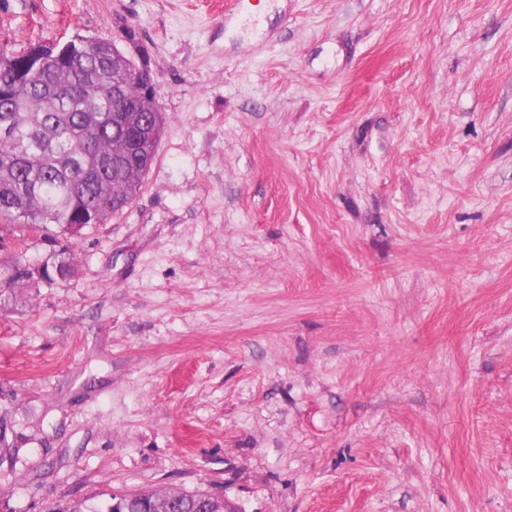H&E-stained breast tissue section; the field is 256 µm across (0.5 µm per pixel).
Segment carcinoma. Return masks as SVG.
Returning a JSON list of instances; mask_svg holds the SVG:
<instances>
[{
    "mask_svg": "<svg viewBox=\"0 0 512 512\" xmlns=\"http://www.w3.org/2000/svg\"><path fill=\"white\" fill-rule=\"evenodd\" d=\"M76 59L52 60L34 70L21 54L0 50V121L10 122L0 135V217L36 231L56 224L66 236L63 262H45L40 281L51 283L74 268L71 255L76 223L103 224L130 204L156 157L153 142L139 170L128 173L116 162L114 146L123 102L114 90H127L131 77L104 64L95 40L73 41ZM25 239L18 240L11 261L0 263V292L30 282L13 271L25 264ZM19 448L9 436L0 437V466L13 463ZM200 491L140 490L130 507L109 506L107 512H224V502L207 500Z\"/></svg>",
    "mask_w": 512,
    "mask_h": 512,
    "instance_id": "obj_1",
    "label": "carcinoma"
}]
</instances>
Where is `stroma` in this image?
Returning <instances> with one entry per match:
<instances>
[{
	"mask_svg": "<svg viewBox=\"0 0 512 512\" xmlns=\"http://www.w3.org/2000/svg\"><path fill=\"white\" fill-rule=\"evenodd\" d=\"M0 0L166 117L74 273L0 294V502L512 512V0ZM135 500L133 505L126 507L121 502L112 506L115 502L108 507L106 512H118L123 509L125 512H170L175 511L170 504L173 500H178L180 507L177 509L180 512H239L232 511L226 508L228 502L224 493L215 492L210 493V500L201 502L203 499L209 497V492L200 491H172V490H140L134 491ZM224 497L222 501H213Z\"/></svg>",
	"mask_w": 512,
	"mask_h": 512,
	"instance_id": "obj_1",
	"label": "stroma"
}]
</instances>
